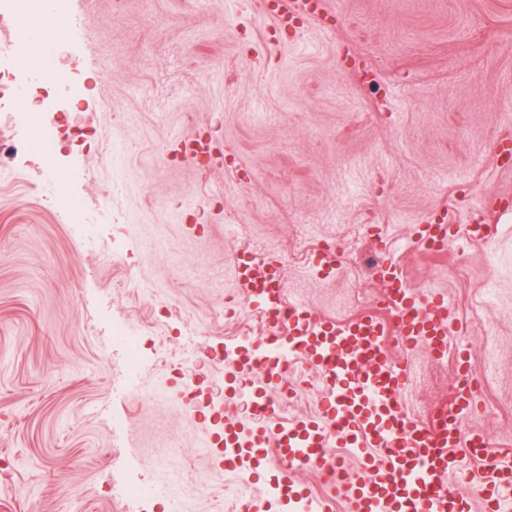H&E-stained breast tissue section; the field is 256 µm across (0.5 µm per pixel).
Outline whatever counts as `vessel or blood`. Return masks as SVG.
I'll return each mask as SVG.
<instances>
[{"mask_svg":"<svg viewBox=\"0 0 512 512\" xmlns=\"http://www.w3.org/2000/svg\"><path fill=\"white\" fill-rule=\"evenodd\" d=\"M325 0H279L268 15L274 26L294 28L320 19ZM493 156L512 166V124L499 128ZM498 231L489 215L468 226L472 242ZM458 232L454 216L432 213L419 226L422 245L446 246ZM375 276L384 289L382 307L337 321L300 304L286 305L280 262L272 255L251 258L241 252L236 277L248 301L262 313L287 310L286 323L268 325L267 336L230 343L234 358L224 365V401L209 411L207 436L212 454L226 469L262 481L276 463L273 491L299 503L303 512H466L449 481L464 461L475 469L472 482L483 499L496 503L512 495V464L491 451L485 436L465 427L477 383L464 355L456 364L466 384L426 418L410 416L403 392L406 363L396 347L423 344L439 355L451 345L452 320L443 295L410 289L391 259H382ZM314 374L324 386L314 418H280V400L291 398L288 373L293 364ZM349 449L358 463L354 475L337 471L333 448ZM300 470L327 477L328 493L314 496L295 480Z\"/></svg>","mask_w":512,"mask_h":512,"instance_id":"b4317fda","label":"vessel or blood"}]
</instances>
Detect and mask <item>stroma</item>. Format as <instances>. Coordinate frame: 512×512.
Masks as SVG:
<instances>
[{
  "instance_id": "35a3bbf8",
  "label": "stroma",
  "mask_w": 512,
  "mask_h": 512,
  "mask_svg": "<svg viewBox=\"0 0 512 512\" xmlns=\"http://www.w3.org/2000/svg\"><path fill=\"white\" fill-rule=\"evenodd\" d=\"M324 24L282 34L259 0H59L47 37L86 88L52 108L96 128L91 150L54 170L12 150L11 112L30 109L40 69L15 57L0 91V512H238L266 495L204 448L209 426L177 375L220 385L203 357L266 335L234 274L242 249L279 257L286 299L338 321L379 296L378 250L409 285L444 295L455 343L479 377L466 428L512 453V208L496 236L464 228L512 170L491 144L512 122V0H330ZM201 134L228 146L207 170L181 153ZM112 193V219L97 200ZM459 232L435 253L415 230L439 208ZM338 246L334 273L306 266L300 238ZM140 339L128 376L123 332ZM405 402L423 416L458 383L453 356L406 348ZM136 388L160 391L137 401ZM177 501L112 495L165 483Z\"/></svg>"
}]
</instances>
